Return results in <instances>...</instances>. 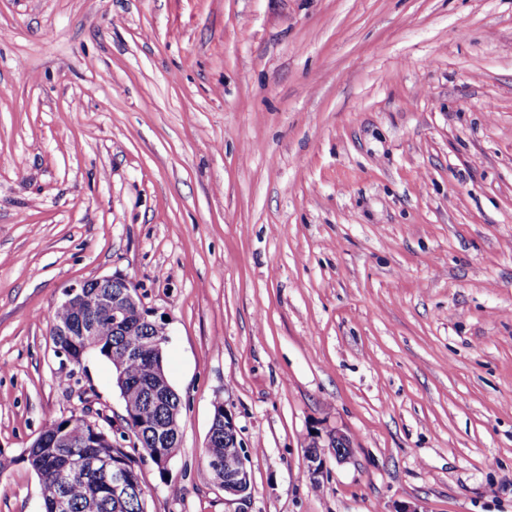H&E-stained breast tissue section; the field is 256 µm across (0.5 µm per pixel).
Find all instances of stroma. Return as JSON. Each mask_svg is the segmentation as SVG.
Wrapping results in <instances>:
<instances>
[{"instance_id": "35a3bbf8", "label": "stroma", "mask_w": 512, "mask_h": 512, "mask_svg": "<svg viewBox=\"0 0 512 512\" xmlns=\"http://www.w3.org/2000/svg\"><path fill=\"white\" fill-rule=\"evenodd\" d=\"M116 273L181 399L147 512H228L218 400L252 512H512V0H0V512L47 421L122 423L50 336ZM220 408L224 415L220 413L214 420L213 412L209 431L213 425L217 428L218 435L206 439L205 461L208 467L209 460L224 457L211 460L209 468L215 477L214 483L224 489V501L229 505H236L235 510L228 512H251L252 493L251 475L247 467L248 458L233 414L222 403H216V414ZM223 429L224 441L228 446L223 442ZM228 448L233 449L224 456ZM319 448H328L330 455L337 462H342L353 454V446L350 440L339 431L329 435L327 444L320 445L315 442L314 447L308 445L305 450V458L310 478L313 481H320V477L326 468V459L321 455Z\"/></svg>"}]
</instances>
